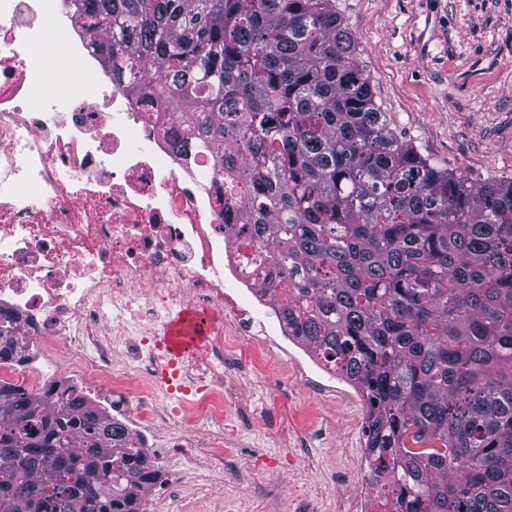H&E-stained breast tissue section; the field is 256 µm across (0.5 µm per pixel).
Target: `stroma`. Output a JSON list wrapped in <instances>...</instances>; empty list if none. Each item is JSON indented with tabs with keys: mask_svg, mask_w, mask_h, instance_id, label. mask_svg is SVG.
<instances>
[{
	"mask_svg": "<svg viewBox=\"0 0 512 512\" xmlns=\"http://www.w3.org/2000/svg\"><path fill=\"white\" fill-rule=\"evenodd\" d=\"M358 42L376 101L392 129L438 168L474 180L512 177V0H336ZM264 395L313 407L316 420L292 449L262 432L243 435L240 470L218 475L209 459L168 458L152 500L170 512H287L300 496L335 506L354 484L341 457L362 434L364 401L345 380L324 391L273 355ZM258 484L246 493L241 480Z\"/></svg>",
	"mask_w": 512,
	"mask_h": 512,
	"instance_id": "stroma-1",
	"label": "stroma"
}]
</instances>
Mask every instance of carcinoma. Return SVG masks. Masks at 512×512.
Returning a JSON list of instances; mask_svg holds the SVG:
<instances>
[{
	"instance_id": "obj_1",
	"label": "carcinoma",
	"mask_w": 512,
	"mask_h": 512,
	"mask_svg": "<svg viewBox=\"0 0 512 512\" xmlns=\"http://www.w3.org/2000/svg\"><path fill=\"white\" fill-rule=\"evenodd\" d=\"M250 177L242 232L282 262L293 333L362 393L399 512H512V177L398 137L336 0H63ZM23 344L0 331V359ZM163 472L76 386L0 385V512H142Z\"/></svg>"
}]
</instances>
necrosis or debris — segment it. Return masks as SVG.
Returning <instances> with one entry per match:
<instances>
[{
	"label": "necrosis or debris",
	"mask_w": 512,
	"mask_h": 512,
	"mask_svg": "<svg viewBox=\"0 0 512 512\" xmlns=\"http://www.w3.org/2000/svg\"><path fill=\"white\" fill-rule=\"evenodd\" d=\"M77 25L58 0H0V325L33 351L0 360V384L40 397L77 380L137 436L162 433L154 463L204 455L236 468L227 417L282 445L316 417L243 402L292 338L279 269L263 243L237 234L218 161L176 150L185 125L154 83L132 93L127 61L105 79L85 41L60 45ZM63 47L72 74L61 89L28 51L52 58ZM184 307L210 316L209 336L174 362L161 337ZM348 456L357 489L338 512H395L391 494L364 481L366 449Z\"/></svg>",
	"instance_id": "4bbe7bcc"
}]
</instances>
